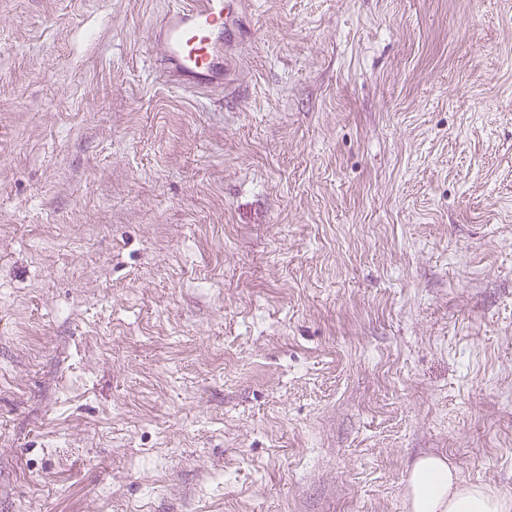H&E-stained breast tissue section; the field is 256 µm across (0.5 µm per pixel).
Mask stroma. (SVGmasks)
Masks as SVG:
<instances>
[{
	"mask_svg": "<svg viewBox=\"0 0 512 512\" xmlns=\"http://www.w3.org/2000/svg\"><path fill=\"white\" fill-rule=\"evenodd\" d=\"M0 0V512L512 493V0ZM238 0H181L155 27L153 48L162 75L173 87L205 91L224 85V42L227 23ZM454 468L441 456L418 460L408 478L413 512H511L512 494L457 480Z\"/></svg>",
	"mask_w": 512,
	"mask_h": 512,
	"instance_id": "1",
	"label": "stroma"
}]
</instances>
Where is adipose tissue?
<instances>
[{
  "label": "adipose tissue",
  "mask_w": 512,
  "mask_h": 512,
  "mask_svg": "<svg viewBox=\"0 0 512 512\" xmlns=\"http://www.w3.org/2000/svg\"><path fill=\"white\" fill-rule=\"evenodd\" d=\"M412 512H512V494L460 483L447 460H418L408 478Z\"/></svg>",
  "instance_id": "obj_1"
}]
</instances>
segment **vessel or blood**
Masks as SVG:
<instances>
[{
	"mask_svg": "<svg viewBox=\"0 0 512 512\" xmlns=\"http://www.w3.org/2000/svg\"><path fill=\"white\" fill-rule=\"evenodd\" d=\"M238 0H180L164 13L153 48L162 75L173 87L205 91L222 86L227 65L224 44L234 30L227 22Z\"/></svg>",
	"mask_w": 512,
	"mask_h": 512,
	"instance_id": "b4317fda",
	"label": "vessel or blood"
}]
</instances>
